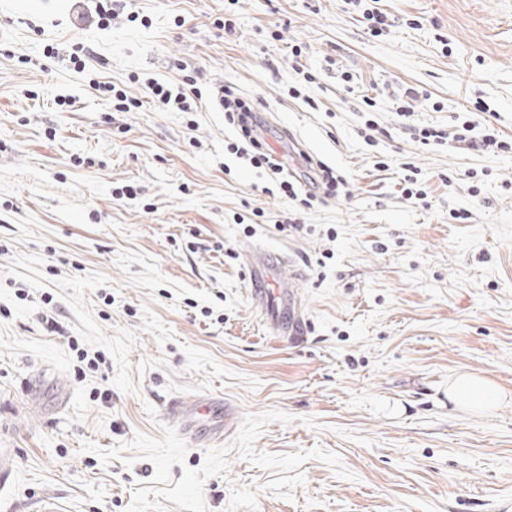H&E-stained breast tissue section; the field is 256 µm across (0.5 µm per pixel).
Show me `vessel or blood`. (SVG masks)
Listing matches in <instances>:
<instances>
[{
    "label": "vessel or blood",
    "mask_w": 512,
    "mask_h": 512,
    "mask_svg": "<svg viewBox=\"0 0 512 512\" xmlns=\"http://www.w3.org/2000/svg\"><path fill=\"white\" fill-rule=\"evenodd\" d=\"M248 271L249 296L253 305L265 313L274 336L302 340L308 317L295 291L293 281L284 279L282 267L287 254L251 248L243 254ZM171 419L181 425L190 442L214 446L234 433L237 417L227 404L210 396L174 397L165 406Z\"/></svg>",
    "instance_id": "1"
}]
</instances>
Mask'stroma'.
<instances>
[{
  "label": "stroma",
  "instance_id": "obj_1",
  "mask_svg": "<svg viewBox=\"0 0 512 512\" xmlns=\"http://www.w3.org/2000/svg\"><path fill=\"white\" fill-rule=\"evenodd\" d=\"M86 11L0 0V512H512V151L454 138L512 141V0ZM153 79L232 87L347 194L282 197ZM254 244L303 273L301 342L249 300ZM460 373L493 411L449 400ZM176 395L221 396L236 434L191 445ZM151 93L154 100L162 105L176 106V108L182 112H189L188 109H191L190 105L186 101L187 96L184 89H179V91L174 94L166 84L159 81H153L151 83ZM448 398L463 400L467 407L480 411L497 404L500 390L485 378L472 374H461L451 382L448 388Z\"/></svg>",
  "mask_w": 512,
  "mask_h": 512
}]
</instances>
